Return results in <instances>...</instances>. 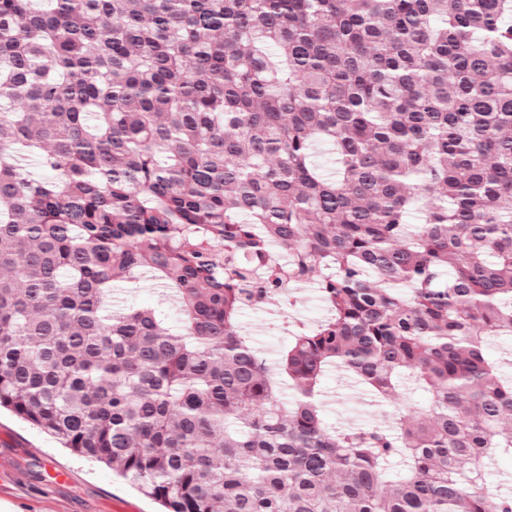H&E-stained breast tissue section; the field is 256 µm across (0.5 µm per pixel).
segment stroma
Instances as JSON below:
<instances>
[{
	"label": "stroma",
	"instance_id": "stroma-1",
	"mask_svg": "<svg viewBox=\"0 0 512 512\" xmlns=\"http://www.w3.org/2000/svg\"><path fill=\"white\" fill-rule=\"evenodd\" d=\"M292 304L273 300L243 309L238 322L243 335L268 363H276L287 343L284 326H313L327 308L313 283L293 288ZM112 306L155 307L171 325H179L176 304L152 276L112 287ZM342 374L329 368L321 380L320 399L326 420L336 426H387L404 414L400 403L375 400L358 383L343 386ZM15 512H158L159 506L104 464L86 460L60 446L38 427L8 410L0 411V501Z\"/></svg>",
	"mask_w": 512,
	"mask_h": 512
}]
</instances>
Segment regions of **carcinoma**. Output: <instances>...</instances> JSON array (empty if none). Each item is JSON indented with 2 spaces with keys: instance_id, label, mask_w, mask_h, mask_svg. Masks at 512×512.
I'll return each mask as SVG.
<instances>
[{
  "instance_id": "carcinoma-1",
  "label": "carcinoma",
  "mask_w": 512,
  "mask_h": 512,
  "mask_svg": "<svg viewBox=\"0 0 512 512\" xmlns=\"http://www.w3.org/2000/svg\"><path fill=\"white\" fill-rule=\"evenodd\" d=\"M33 2L0 0V408L166 512H512L473 489L512 456V0ZM144 270L178 329L104 314ZM315 278L285 401L238 315ZM332 363L428 404L330 428ZM487 354L492 359H500V375L512 377V338L501 337L491 340L487 348Z\"/></svg>"
}]
</instances>
